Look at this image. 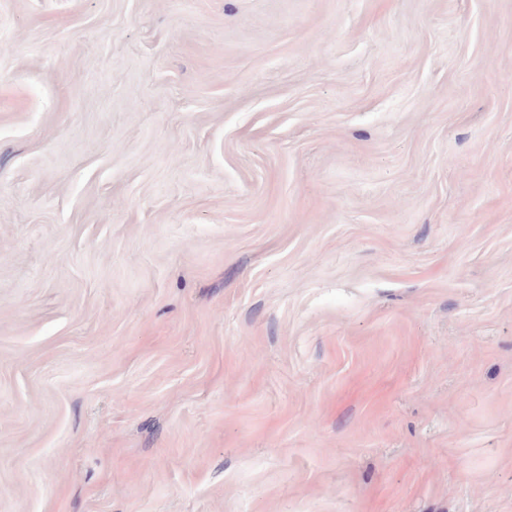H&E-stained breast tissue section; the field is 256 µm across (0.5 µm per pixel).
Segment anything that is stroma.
Masks as SVG:
<instances>
[{
    "instance_id": "35a3bbf8",
    "label": "stroma",
    "mask_w": 512,
    "mask_h": 512,
    "mask_svg": "<svg viewBox=\"0 0 512 512\" xmlns=\"http://www.w3.org/2000/svg\"><path fill=\"white\" fill-rule=\"evenodd\" d=\"M0 512H512V0H0Z\"/></svg>"
}]
</instances>
